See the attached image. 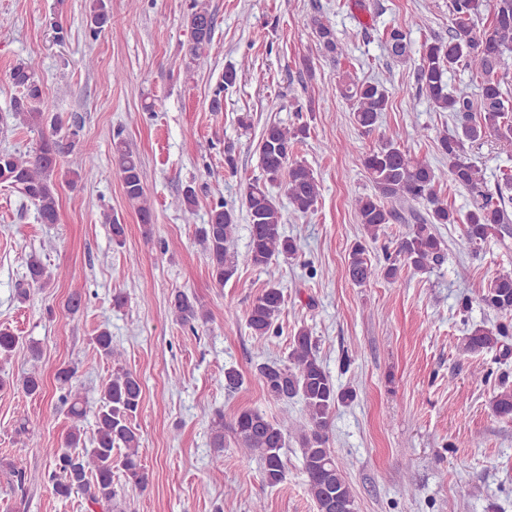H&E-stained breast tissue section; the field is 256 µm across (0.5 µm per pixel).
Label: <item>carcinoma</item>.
Listing matches in <instances>:
<instances>
[{
	"label": "carcinoma",
	"mask_w": 512,
	"mask_h": 512,
	"mask_svg": "<svg viewBox=\"0 0 512 512\" xmlns=\"http://www.w3.org/2000/svg\"><path fill=\"white\" fill-rule=\"evenodd\" d=\"M448 42L421 45L417 68L419 92L441 112H451L460 118L456 129L438 139V151L447 160L448 179L472 199L471 208L462 217L441 199L436 186L439 176L425 160L403 151L399 134L382 135L376 148L363 157L374 193L355 199L358 223L375 241L382 227L399 220L393 206L397 201H413L425 206L426 216L397 239L394 258L385 275H397L399 265L426 273L443 263V241L436 232L437 224H461L466 240L471 244L486 242L492 236L501 238L512 233V215L507 205L512 203V176L503 179L504 187L491 192L486 187L481 169L467 157L475 145L495 140L512 145V106L501 70L506 68V55L512 53V0H451ZM114 22L107 0H92L87 19L88 32L95 37ZM191 42V61L203 57L212 44L215 30L214 14L191 0L186 16ZM318 43L327 52L341 57L331 26L313 19ZM410 28L392 26L384 31L389 54L398 60L411 52ZM35 60L15 65L9 74L17 94L11 98V112L22 125L41 130V139L33 152L0 151V186L16 189L36 209L41 224L59 222V197L56 176L59 158L74 150L70 138L78 135L71 124L52 112L39 82ZM463 69L470 72L477 85V97L448 92V73ZM338 87L343 98L352 104L353 124L368 132L378 123L389 104L388 91L378 81L359 82L348 73L339 75ZM307 135L304 126L270 124L258 144L260 176L246 187L242 200L249 223L250 243L244 258L234 249L238 228L237 210L224 201H217L210 210L207 223L197 230V240L208 259L210 274L219 285L230 281L238 271L239 262L252 265L267 275L266 287L252 302L247 312V327L257 337L276 336L277 324L284 304L279 284L278 260L292 259L298 252L294 238L288 236L283 222L282 207L270 188L285 184L288 202L293 210L307 214L315 210L319 197V182L313 170L293 159L296 144ZM112 158L123 182L127 200L140 223H154L147 205L142 180L141 160L130 149L122 134L112 141ZM185 220L196 213V191L185 187L175 199ZM349 280L364 285L373 276L366 257V246L357 242L352 247L346 269ZM26 278L31 285L45 288L55 275L39 259L32 257L26 266ZM480 301L497 314L491 326L475 325L464 337V350L472 354H494L493 360L512 356V272L500 273L482 288ZM175 320L191 327L207 322L203 307L194 296L178 292L170 302ZM92 341L97 351L113 364L110 378L102 386V405L95 413L94 434L85 441L84 422L87 406L83 397L69 386L74 369L62 367L57 378L67 386L59 402L71 421L59 448L54 452L47 476L55 495L68 498L82 492L91 508L111 512L114 458L113 450L121 451L120 469L125 485L135 491L147 489L150 477L140 460L141 438L132 424L143 398V388L137 375L120 366L122 354L112 346V334L104 329ZM19 344V337L7 329L0 330V359H8ZM257 378L265 394L281 403L294 400L303 406L305 424L298 437L302 466L308 491L318 512H355V498L348 480L353 461L340 459L330 448V433L336 408L356 398L351 388L336 386L318 355L312 332L301 327L292 337L291 349L285 362H265L257 367ZM17 386L28 396L42 391V377L33 369ZM492 413L503 419L512 418V387L501 386L490 402ZM288 418L275 421L254 409H240L224 422V413L216 414L211 422L210 443L215 460L224 454V431H229L239 447L257 455L262 461V483L275 487L285 478L282 450L288 447Z\"/></svg>",
	"instance_id": "cac0c4a2"
}]
</instances>
